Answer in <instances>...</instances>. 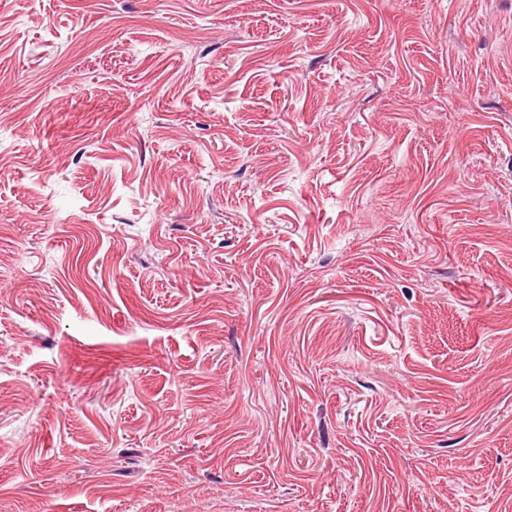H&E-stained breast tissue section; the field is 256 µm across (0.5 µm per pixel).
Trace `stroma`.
<instances>
[{"mask_svg":"<svg viewBox=\"0 0 512 512\" xmlns=\"http://www.w3.org/2000/svg\"><path fill=\"white\" fill-rule=\"evenodd\" d=\"M0 512H512V0H0Z\"/></svg>","mask_w":512,"mask_h":512,"instance_id":"1","label":"stroma"}]
</instances>
